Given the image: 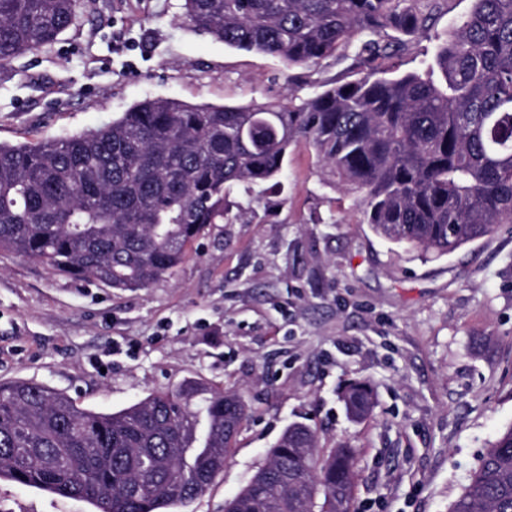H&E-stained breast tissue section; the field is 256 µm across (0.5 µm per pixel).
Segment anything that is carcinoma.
Segmentation results:
<instances>
[{
	"instance_id": "cac0c4a2",
	"label": "carcinoma",
	"mask_w": 512,
	"mask_h": 512,
	"mask_svg": "<svg viewBox=\"0 0 512 512\" xmlns=\"http://www.w3.org/2000/svg\"><path fill=\"white\" fill-rule=\"evenodd\" d=\"M81 0H0V69L55 44ZM183 16L224 45L316 63L356 45L366 71L294 105L193 104L157 97L111 123L36 143H0V250L111 288L171 276L209 224L224 187L281 184L288 148L309 140L357 195L380 238L424 259L512 224V0H473L425 75L390 74L387 30L424 32L418 0H183ZM349 414L371 385L344 389ZM248 406L188 381L115 412L81 409L33 381L0 384V480L88 501L94 512H164L224 469ZM289 426L225 512H355V461ZM449 512H512V426L481 457Z\"/></svg>"
}]
</instances>
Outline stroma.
Wrapping results in <instances>:
<instances>
[{"mask_svg": "<svg viewBox=\"0 0 512 512\" xmlns=\"http://www.w3.org/2000/svg\"><path fill=\"white\" fill-rule=\"evenodd\" d=\"M182 0H82L52 47L0 70V142L57 139L138 101L301 102L355 76L354 46L312 65L224 46L184 21ZM472 0H434L435 20L389 65L422 72ZM284 191L227 185L174 274L118 290L0 251V382L27 379L112 412L199 379L249 407L224 464L178 512H224L292 423L320 451L354 452L356 512H448L512 425V224L422 259L376 236L356 196L308 142L288 150ZM375 405L351 420L345 384ZM0 512H94L87 501L0 480Z\"/></svg>", "mask_w": 512, "mask_h": 512, "instance_id": "35a3bbf8", "label": "stroma"}]
</instances>
